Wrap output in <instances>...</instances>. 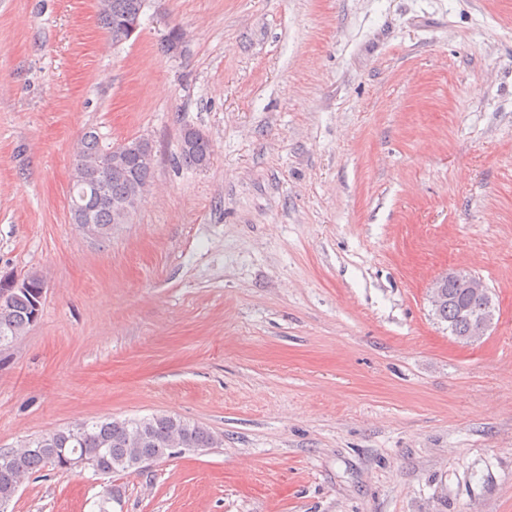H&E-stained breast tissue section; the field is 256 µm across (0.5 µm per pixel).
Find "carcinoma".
Listing matches in <instances>:
<instances>
[{
	"instance_id": "obj_1",
	"label": "carcinoma",
	"mask_w": 512,
	"mask_h": 512,
	"mask_svg": "<svg viewBox=\"0 0 512 512\" xmlns=\"http://www.w3.org/2000/svg\"><path fill=\"white\" fill-rule=\"evenodd\" d=\"M146 0H98L100 24L113 39L128 38ZM213 145L201 131L187 127L180 136L178 163L204 168L210 164ZM155 166L154 150L146 138L136 137L105 146L93 130L83 133L72 171L69 213L71 223L90 227L105 240L119 224H126L144 199ZM27 289L0 294V346L24 335L36 322V293L45 287L38 275H27ZM439 302L432 307L448 332L467 343L473 318L487 314V300L464 281L451 278L435 289ZM223 438L208 428L171 414L142 419L96 420L78 423L29 439L20 445L8 465L0 464V497L12 494L15 485L44 467L62 469L64 454L93 457L104 474L132 470L139 455L169 457L176 448H215Z\"/></svg>"
}]
</instances>
